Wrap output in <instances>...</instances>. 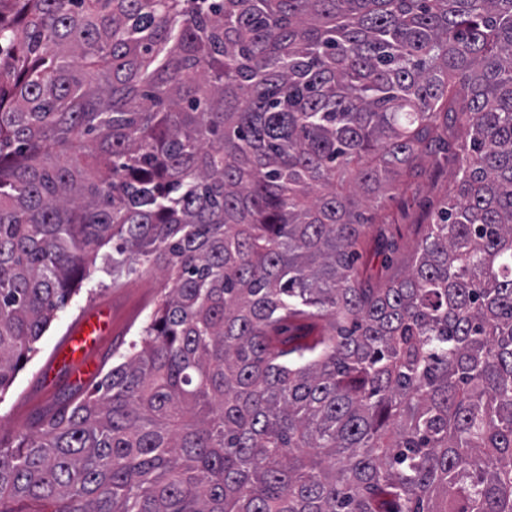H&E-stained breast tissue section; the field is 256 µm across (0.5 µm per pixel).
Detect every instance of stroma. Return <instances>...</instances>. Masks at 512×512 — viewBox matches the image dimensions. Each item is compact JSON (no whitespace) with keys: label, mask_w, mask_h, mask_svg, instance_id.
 <instances>
[{"label":"stroma","mask_w":512,"mask_h":512,"mask_svg":"<svg viewBox=\"0 0 512 512\" xmlns=\"http://www.w3.org/2000/svg\"><path fill=\"white\" fill-rule=\"evenodd\" d=\"M458 154L459 145L454 142L448 149L423 158L419 174L401 178L389 191L384 209L395 213L398 220L393 224L370 225L368 237L394 241L396 251L392 263L386 268L372 250L363 251L358 266L364 270L367 284L376 287L386 279L402 276L427 224L431 223L438 208L458 192L455 176ZM157 295V281L143 266L125 276L119 287L112 286L110 276L101 271L82 281L78 293L59 312L54 326L40 340L32 360L18 373L9 390L0 396V438L7 442L16 441L19 435L31 431L37 419L49 410L59 409L70 397L84 399L94 391L96 384L92 381L78 387H61L48 397L43 396L40 389V373L48 363L54 345L83 310L99 301L112 304L118 319L117 328L99 354L101 365L107 370L114 361L129 354V344Z\"/></svg>","instance_id":"35a3bbf8"}]
</instances>
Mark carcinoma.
I'll return each mask as SVG.
<instances>
[{
	"instance_id": "obj_1",
	"label": "carcinoma",
	"mask_w": 512,
	"mask_h": 512,
	"mask_svg": "<svg viewBox=\"0 0 512 512\" xmlns=\"http://www.w3.org/2000/svg\"><path fill=\"white\" fill-rule=\"evenodd\" d=\"M450 116L458 198L368 288ZM139 261L132 353L0 439V512H512V0H0V394Z\"/></svg>"
}]
</instances>
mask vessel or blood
<instances>
[{"label":"vessel or blood","mask_w":512,"mask_h":512,"mask_svg":"<svg viewBox=\"0 0 512 512\" xmlns=\"http://www.w3.org/2000/svg\"><path fill=\"white\" fill-rule=\"evenodd\" d=\"M112 307L95 304L79 316L54 346L41 373V390L55 391L60 383L80 384L96 377L100 370L98 351L112 338Z\"/></svg>","instance_id":"b4317fda"}]
</instances>
